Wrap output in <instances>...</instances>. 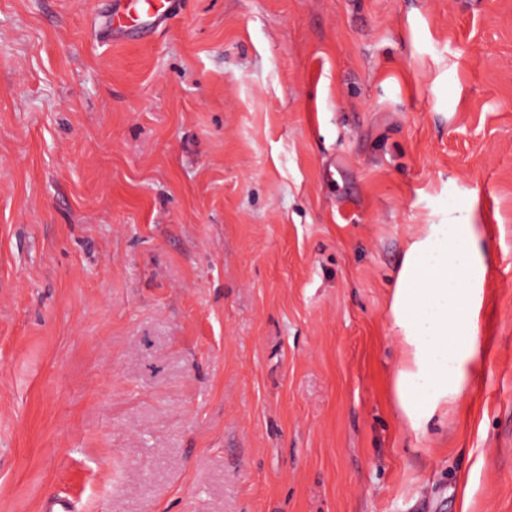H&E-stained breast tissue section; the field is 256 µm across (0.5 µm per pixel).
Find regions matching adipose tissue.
I'll use <instances>...</instances> for the list:
<instances>
[{
  "mask_svg": "<svg viewBox=\"0 0 512 512\" xmlns=\"http://www.w3.org/2000/svg\"><path fill=\"white\" fill-rule=\"evenodd\" d=\"M467 224H430L405 251L390 306L403 341L394 380L397 403L420 428L465 391L479 361L468 284L481 256Z\"/></svg>",
  "mask_w": 512,
  "mask_h": 512,
  "instance_id": "obj_1",
  "label": "adipose tissue"
}]
</instances>
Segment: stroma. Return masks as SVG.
Segmentation results:
<instances>
[{
	"instance_id": "stroma-1",
	"label": "stroma",
	"mask_w": 512,
	"mask_h": 512,
	"mask_svg": "<svg viewBox=\"0 0 512 512\" xmlns=\"http://www.w3.org/2000/svg\"><path fill=\"white\" fill-rule=\"evenodd\" d=\"M0 0V512H512V0ZM469 224L480 363L388 313ZM112 15L103 29L112 32L153 30L165 24L175 10V0H114ZM469 224H427L405 251L390 306L403 341L395 397L412 429L432 420L468 387L478 364L476 324L467 314L481 256Z\"/></svg>"
}]
</instances>
